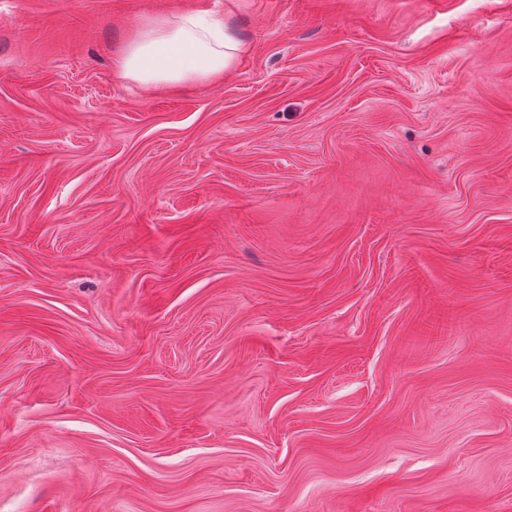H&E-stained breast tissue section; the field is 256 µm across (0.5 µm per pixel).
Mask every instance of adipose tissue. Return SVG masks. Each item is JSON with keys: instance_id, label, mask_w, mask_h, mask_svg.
<instances>
[{"instance_id": "ef3b65f1", "label": "adipose tissue", "mask_w": 512, "mask_h": 512, "mask_svg": "<svg viewBox=\"0 0 512 512\" xmlns=\"http://www.w3.org/2000/svg\"><path fill=\"white\" fill-rule=\"evenodd\" d=\"M249 45L223 18L204 10L142 20L118 51L114 68L144 89H177L223 79Z\"/></svg>"}]
</instances>
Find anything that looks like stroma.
<instances>
[{"label": "stroma", "instance_id": "stroma-1", "mask_svg": "<svg viewBox=\"0 0 512 512\" xmlns=\"http://www.w3.org/2000/svg\"><path fill=\"white\" fill-rule=\"evenodd\" d=\"M0 512H512V0H0ZM249 45L224 19L195 10L142 20L118 51L114 68L144 89H177L224 78Z\"/></svg>", "mask_w": 512, "mask_h": 512}]
</instances>
